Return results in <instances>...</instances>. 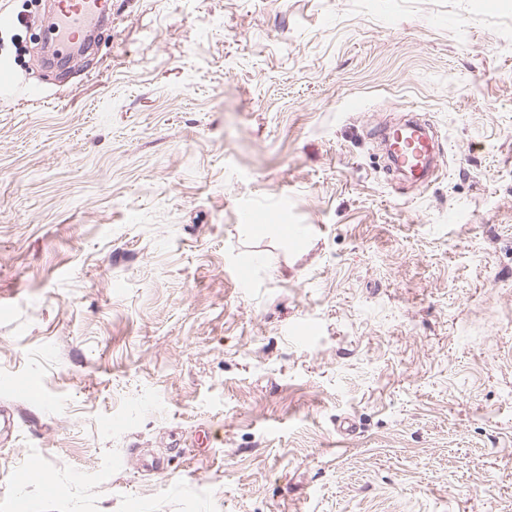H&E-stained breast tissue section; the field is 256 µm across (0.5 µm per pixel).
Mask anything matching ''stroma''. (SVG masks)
Wrapping results in <instances>:
<instances>
[{"mask_svg":"<svg viewBox=\"0 0 512 512\" xmlns=\"http://www.w3.org/2000/svg\"><path fill=\"white\" fill-rule=\"evenodd\" d=\"M1 9L0 512H512V0ZM94 19L98 21L112 20L111 0H58L54 1L53 22L54 38L58 44V50L62 48H74L79 43L78 34L83 29L85 20ZM65 20L69 23L68 42H61L57 34L59 21ZM413 123L415 125L411 124L407 127L417 129L418 132L409 130L411 131L410 137L404 139L402 136H399L398 139L396 138L398 143L394 144L396 147L395 152L389 153L391 167L399 171L412 170V173L425 167V165L421 167V160L424 155H429V151L433 148L432 137L429 138L417 122Z\"/></svg>","mask_w":512,"mask_h":512,"instance_id":"obj_1","label":"stroma"}]
</instances>
